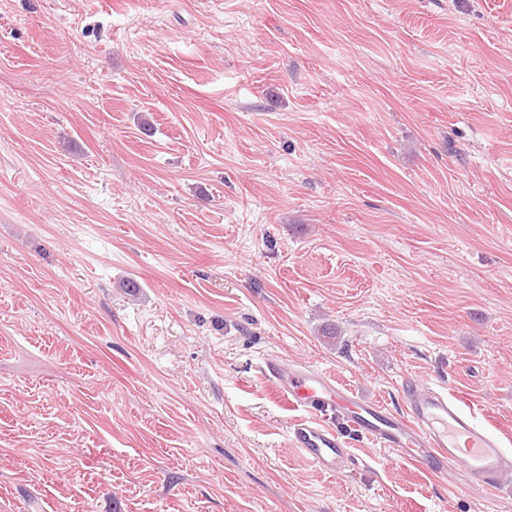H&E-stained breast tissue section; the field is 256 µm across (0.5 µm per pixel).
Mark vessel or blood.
I'll return each instance as SVG.
<instances>
[{"label":"vessel or blood","mask_w":512,"mask_h":512,"mask_svg":"<svg viewBox=\"0 0 512 512\" xmlns=\"http://www.w3.org/2000/svg\"><path fill=\"white\" fill-rule=\"evenodd\" d=\"M265 372L298 413L290 428L294 446L322 472L341 473L352 460L351 448L335 425L339 418L376 447L432 473L454 464L472 484L494 487L512 471V452L501 436L454 392L406 385L405 412L397 416L309 365L278 360L267 364Z\"/></svg>","instance_id":"obj_1"}]
</instances>
